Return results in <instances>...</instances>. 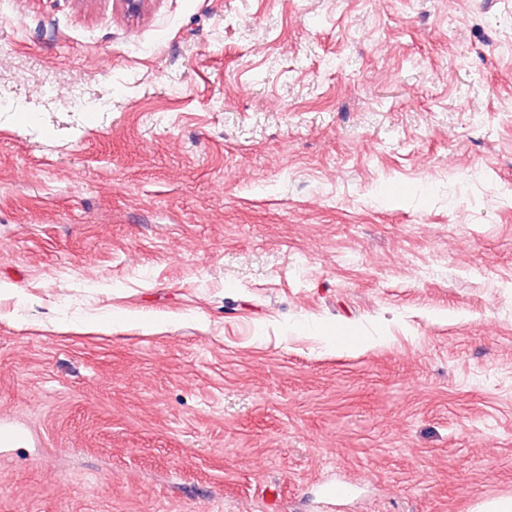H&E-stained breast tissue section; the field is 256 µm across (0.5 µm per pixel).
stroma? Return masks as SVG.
<instances>
[{
    "instance_id": "1",
    "label": "stroma",
    "mask_w": 512,
    "mask_h": 512,
    "mask_svg": "<svg viewBox=\"0 0 512 512\" xmlns=\"http://www.w3.org/2000/svg\"><path fill=\"white\" fill-rule=\"evenodd\" d=\"M1 419L0 512L512 499V0H0Z\"/></svg>"
}]
</instances>
